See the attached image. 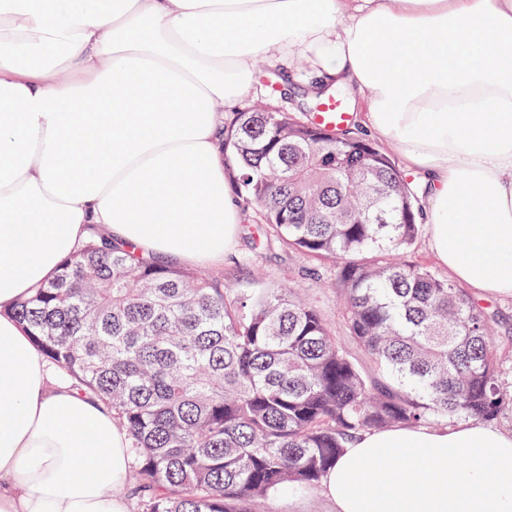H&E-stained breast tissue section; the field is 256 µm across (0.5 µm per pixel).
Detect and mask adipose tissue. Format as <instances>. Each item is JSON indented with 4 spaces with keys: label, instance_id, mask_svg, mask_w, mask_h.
<instances>
[{
    "label": "adipose tissue",
    "instance_id": "ef3b65f1",
    "mask_svg": "<svg viewBox=\"0 0 512 512\" xmlns=\"http://www.w3.org/2000/svg\"><path fill=\"white\" fill-rule=\"evenodd\" d=\"M349 86L426 185L430 246L512 298V0H0V512H128L111 412L53 383L9 314L91 227L218 264L240 211L224 109L279 46ZM335 512H512V432L471 420L360 435Z\"/></svg>",
    "mask_w": 512,
    "mask_h": 512
}]
</instances>
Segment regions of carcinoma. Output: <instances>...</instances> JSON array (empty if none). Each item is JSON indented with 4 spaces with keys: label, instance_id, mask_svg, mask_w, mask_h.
<instances>
[{
    "label": "carcinoma",
    "instance_id": "cac0c4a2",
    "mask_svg": "<svg viewBox=\"0 0 512 512\" xmlns=\"http://www.w3.org/2000/svg\"><path fill=\"white\" fill-rule=\"evenodd\" d=\"M224 168L266 242L336 265L364 370L286 285L228 297L222 278L145 258L94 228L13 310L61 381L126 429L115 492L138 512H264L315 489L365 431L512 417V344L454 282L409 260L418 195L389 156L288 112H234Z\"/></svg>",
    "mask_w": 512,
    "mask_h": 512
}]
</instances>
